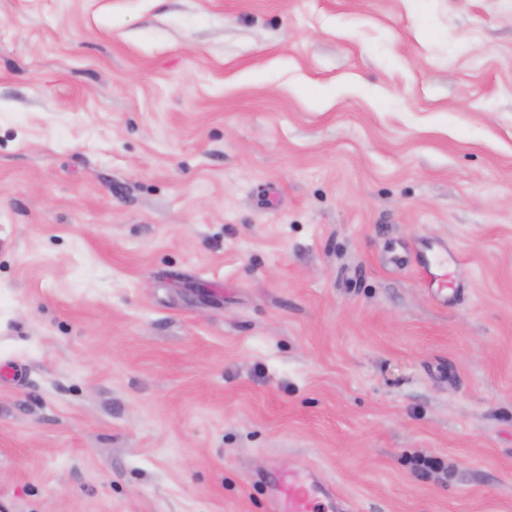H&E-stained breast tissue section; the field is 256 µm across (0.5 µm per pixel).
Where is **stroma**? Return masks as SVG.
<instances>
[{"label":"stroma","instance_id":"stroma-1","mask_svg":"<svg viewBox=\"0 0 512 512\" xmlns=\"http://www.w3.org/2000/svg\"><path fill=\"white\" fill-rule=\"evenodd\" d=\"M298 470L512 512V0H0V512ZM428 251L431 258L422 262V268L429 286L436 284L437 288L432 290L437 294L448 297V249L442 242L431 243L428 245Z\"/></svg>","mask_w":512,"mask_h":512}]
</instances>
